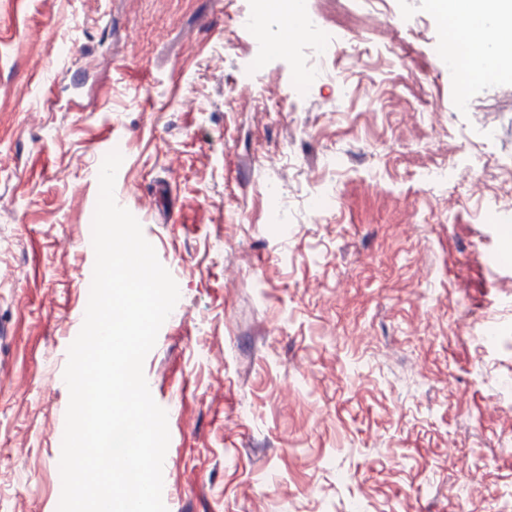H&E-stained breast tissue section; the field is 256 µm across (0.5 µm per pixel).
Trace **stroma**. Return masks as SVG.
Instances as JSON below:
<instances>
[{
    "instance_id": "stroma-1",
    "label": "stroma",
    "mask_w": 512,
    "mask_h": 512,
    "mask_svg": "<svg viewBox=\"0 0 512 512\" xmlns=\"http://www.w3.org/2000/svg\"><path fill=\"white\" fill-rule=\"evenodd\" d=\"M347 3L390 39L329 26L297 99L307 37L255 68L259 0H0V512H57L115 149L179 285L144 364L167 512H512V82L462 89L429 0Z\"/></svg>"
}]
</instances>
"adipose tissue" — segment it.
<instances>
[{"mask_svg":"<svg viewBox=\"0 0 512 512\" xmlns=\"http://www.w3.org/2000/svg\"><path fill=\"white\" fill-rule=\"evenodd\" d=\"M444 7L472 44L471 63L475 71L512 58V0H445ZM490 24L501 33L491 45L485 41Z\"/></svg>","mask_w":512,"mask_h":512,"instance_id":"obj_1","label":"adipose tissue"}]
</instances>
